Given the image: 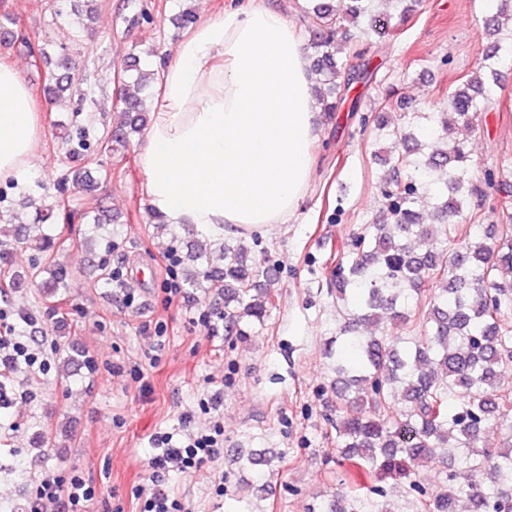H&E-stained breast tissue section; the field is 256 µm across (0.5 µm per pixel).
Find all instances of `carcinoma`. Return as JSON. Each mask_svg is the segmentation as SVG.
<instances>
[{"label": "carcinoma", "mask_w": 512, "mask_h": 512, "mask_svg": "<svg viewBox=\"0 0 512 512\" xmlns=\"http://www.w3.org/2000/svg\"><path fill=\"white\" fill-rule=\"evenodd\" d=\"M310 22L316 99L322 112L336 118L354 83L368 82L377 68L364 62L359 70L347 56L360 57L359 42H379L396 35L392 21L404 22L414 9L384 14L380 0H349L338 14L332 0H304ZM358 28L357 41L340 35L345 23ZM14 21L3 17L9 45L47 61L44 48L19 36ZM481 38L490 43L475 69L452 91L439 109L402 112L392 125L376 112L366 113L362 130L377 142H398L401 150L382 159L388 171L377 176L385 201L380 219L364 232L336 245V265L327 295L336 299L344 323L324 344L335 359L336 378L327 391L336 410L340 461L372 473L378 481L403 480L420 497L422 512H512V387L502 382L512 369V184L506 168L486 166L475 177L464 142L456 129L475 127L493 104L500 84V62L512 57V0H498ZM75 64L61 52L47 73L44 93L51 101L73 94ZM154 73L140 68L133 55L117 76L116 102L126 124L107 138L110 151H127L130 141L149 122ZM428 199L441 236L432 237L415 205ZM501 215L499 224L468 220L472 205ZM77 212L57 216L36 213L32 224L11 225L13 237L49 254L55 239L44 230L53 218L75 220ZM118 217L101 211L92 218L91 234L81 245L94 254L111 243L110 226ZM183 268L184 285L224 298V331L243 337L265 326L276 307L260 278L269 270L246 263L249 241L222 237L205 242L171 238ZM42 271L46 296L64 299L70 273L53 262ZM385 320L414 335L364 334L365 326ZM252 465L282 461L271 448L246 457ZM434 463L442 469L447 489L427 495L416 467ZM359 498L336 489L312 512H392L381 499Z\"/></svg>", "instance_id": "1"}]
</instances>
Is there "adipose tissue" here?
<instances>
[{"label":"adipose tissue","instance_id":"adipose-tissue-1","mask_svg":"<svg viewBox=\"0 0 512 512\" xmlns=\"http://www.w3.org/2000/svg\"><path fill=\"white\" fill-rule=\"evenodd\" d=\"M315 75L286 16L230 6L187 32L158 71L139 162L150 206L209 233L285 224L315 165ZM42 115L19 69L0 62V180L33 167Z\"/></svg>","mask_w":512,"mask_h":512}]
</instances>
